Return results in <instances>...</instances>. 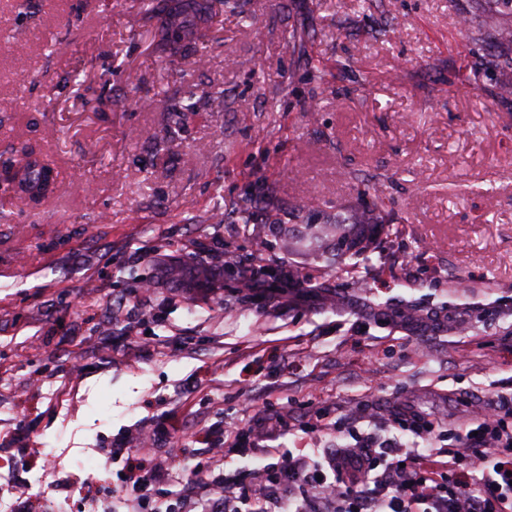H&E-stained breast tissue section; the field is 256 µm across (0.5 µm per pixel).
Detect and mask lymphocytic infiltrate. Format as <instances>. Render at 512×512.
Returning a JSON list of instances; mask_svg holds the SVG:
<instances>
[{"mask_svg": "<svg viewBox=\"0 0 512 512\" xmlns=\"http://www.w3.org/2000/svg\"><path fill=\"white\" fill-rule=\"evenodd\" d=\"M240 286L283 308L306 298L294 282L272 288L251 268ZM368 409L358 402L334 422L312 424V431L348 438L317 460L277 448L265 466L222 476L215 475L214 462L229 448L253 452L259 433L225 431L220 445L208 448L206 462L189 467L173 453L160 463V433L147 430L139 437L143 459L124 476L128 504L135 512H187L191 506L201 512H512L511 397L473 411L458 426L396 406L382 422L397 429L393 438L362 429ZM180 469L186 482L178 500L157 495L165 471Z\"/></svg>", "mask_w": 512, "mask_h": 512, "instance_id": "f902f5d3", "label": "lymphocytic infiltrate"}]
</instances>
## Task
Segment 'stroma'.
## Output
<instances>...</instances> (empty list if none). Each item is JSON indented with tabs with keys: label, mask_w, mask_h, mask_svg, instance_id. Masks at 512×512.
<instances>
[{
	"label": "stroma",
	"mask_w": 512,
	"mask_h": 512,
	"mask_svg": "<svg viewBox=\"0 0 512 512\" xmlns=\"http://www.w3.org/2000/svg\"><path fill=\"white\" fill-rule=\"evenodd\" d=\"M242 6L252 22L211 0L206 62L173 65L140 0H0V154L30 143L58 174L34 214L0 192V512L120 501L106 450L139 455L146 426L197 455L225 427L263 426L264 446L312 458L343 437L267 427V402L302 423L312 405L383 417L403 399L453 425L512 397V96L494 93L512 69L469 82L477 48L457 25L491 0ZM187 97L169 128L166 105ZM363 182L394 231L368 224ZM339 215L376 248L311 239L310 220ZM227 250L344 304L280 313L241 296ZM207 264L218 281L197 277ZM411 305L470 331L387 320ZM131 337L149 349L118 352ZM83 466L97 481L79 492Z\"/></svg>",
	"instance_id": "obj_1"
}]
</instances>
